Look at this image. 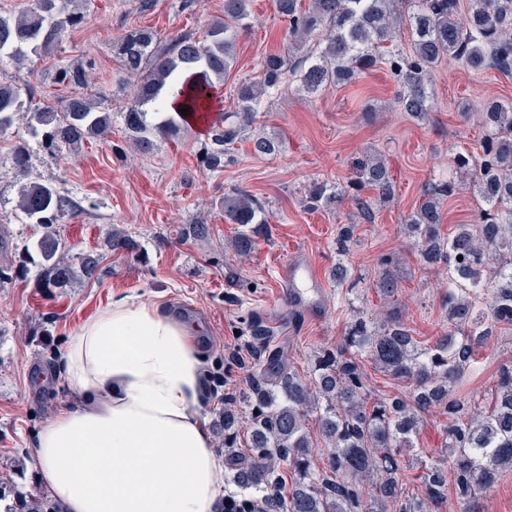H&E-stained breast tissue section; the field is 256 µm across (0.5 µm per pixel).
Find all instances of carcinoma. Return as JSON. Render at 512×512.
<instances>
[{
	"mask_svg": "<svg viewBox=\"0 0 512 512\" xmlns=\"http://www.w3.org/2000/svg\"><path fill=\"white\" fill-rule=\"evenodd\" d=\"M249 5L250 0H224L223 15L212 18L201 36L184 32L163 39L151 29L133 28L112 42L119 83L137 78L123 121L138 150L152 151L156 136L179 138L189 119L207 111L208 94L228 80L236 65V41L250 24ZM277 6L287 22L288 53L266 56L256 78L230 88L233 111L211 127L198 149L206 171H224L234 145L254 124L261 95L279 89L289 77L315 94L384 66L402 84V110L423 120L432 109L433 71L445 60L512 76V0H310L306 8L300 0H277ZM83 19L74 0H33L16 14H0V53L28 68L33 59L52 56L66 31ZM402 26L413 34L408 54L393 44ZM319 31L324 38L304 50ZM185 71L193 72L194 85L179 84ZM55 82L69 91L59 107L35 101L18 83L0 81V131L21 117L41 134L45 150L60 155L77 154L86 141L112 136V113L87 94L84 64L56 67ZM177 85L182 107L189 108L186 115L167 111V94ZM481 123L480 152L453 158L454 168L470 174L467 189L480 202L475 223L443 232L442 204L460 190L449 176L423 187L422 201L405 219L417 255L446 275L443 330L434 341L417 340L395 307L380 318L359 309L342 341L314 352L301 372L272 346L264 321L257 315L248 319L244 347L249 361L228 357L224 372L209 381L210 391L224 389L215 427L227 482L235 487L224 495L222 512H438L450 491L456 512H476V494L512 473V360L500 365L488 406L475 402L468 407L456 395L488 338L499 328L512 330V101L489 103ZM252 144L256 155L278 148L264 136L252 137ZM12 163L23 180L18 209L46 229L35 261L45 274L43 287L62 288L81 274H92L98 259L67 257L52 230L70 202L56 185L26 180L30 157L25 150H17ZM367 189L381 200L393 196L389 173L376 159L362 161L343 185H313L305 202L317 210L348 199L356 217L370 221L372 201L363 196ZM219 207L229 222L241 226L236 251L250 254L267 223L266 205L236 190ZM354 230L353 224L340 227L337 254L350 253ZM106 246L134 249L132 236L120 229L108 233ZM399 261L396 252L377 258L376 288L388 300L397 292L391 271ZM330 275L336 286L350 291L359 282L353 266L341 260ZM366 361L409 382V394L372 397ZM233 367L247 371L240 390L229 387ZM434 409L447 418L446 453L424 465L413 493L405 481L403 453L414 447L423 416ZM310 416L317 424L315 438L307 430ZM316 440L323 443L320 465L313 463ZM366 482L372 490L368 497ZM0 503L3 512H60L48 497L25 494L2 480Z\"/></svg>",
	"mask_w": 512,
	"mask_h": 512,
	"instance_id": "obj_1",
	"label": "carcinoma"
}]
</instances>
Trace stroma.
<instances>
[{
  "instance_id": "1",
  "label": "stroma",
  "mask_w": 512,
  "mask_h": 512,
  "mask_svg": "<svg viewBox=\"0 0 512 512\" xmlns=\"http://www.w3.org/2000/svg\"><path fill=\"white\" fill-rule=\"evenodd\" d=\"M251 25L236 42L232 78L257 76L265 56L286 51L285 25L275 0H251ZM224 12V0H86L83 22L68 30L56 57L33 70L16 68L0 55V80L30 84L37 99L59 103L67 92L54 80L56 65L75 60L90 65L91 90L112 111V137L92 139L78 155L48 153L40 136L18 123L0 132V227L10 235L0 247V461L4 477L25 493H39L31 459L33 443L47 422L77 401L70 386L53 379L51 369L80 326L111 303L113 297L151 299L172 315L197 325L204 344V368L217 371L243 341L248 312L259 313L271 328L273 343L288 352L293 366L305 369L313 351L339 343L351 311L329 276L336 263L340 225L355 223L350 258L361 283L354 304L380 310L375 290L379 254L400 251L394 275L397 305L414 336L432 340L442 326L441 275L405 250L404 220L418 204L422 187L448 174L456 153L477 151L484 128L459 114L460 102L472 112L490 98L512 101V77L493 69L474 72L462 62L442 63L432 80L434 107L418 121L402 112L399 82L383 67L359 75L355 82L317 94L285 85L264 95L254 132L280 141L274 156L258 157L250 142L235 146V159L223 173L203 171L198 148L205 134L188 127L176 140H158L153 153L134 150L123 125L127 99L116 82L118 66L112 42L126 30L149 28L169 38L185 31L204 32ZM124 156H116L115 147ZM31 155L30 177L55 184L72 203V211L55 230L72 254L100 255L98 270L63 288H47L26 252L43 234L17 208L20 179L12 166L17 148ZM381 159L393 182L394 196L374 207L369 222H353L350 202L310 210L306 194L313 183L342 184L354 176L359 159ZM241 189L265 202L269 222L251 256L238 260L231 242L239 231L219 209L224 194ZM211 224L209 240L189 236L191 223ZM130 229L135 255L104 247L108 231ZM305 256L323 286L320 314L289 310L280 269L292 257ZM512 358V333L494 336L463 394L482 400L495 385L500 363ZM447 443L444 420L427 415L415 448L406 452L409 480L419 470L413 462L441 454Z\"/></svg>"
}]
</instances>
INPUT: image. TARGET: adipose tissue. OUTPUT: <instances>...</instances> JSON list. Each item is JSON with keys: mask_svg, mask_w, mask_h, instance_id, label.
<instances>
[{"mask_svg": "<svg viewBox=\"0 0 512 512\" xmlns=\"http://www.w3.org/2000/svg\"><path fill=\"white\" fill-rule=\"evenodd\" d=\"M203 351L158 302L120 297L53 368L80 394L32 447L63 512H220L222 464L196 406Z\"/></svg>", "mask_w": 512, "mask_h": 512, "instance_id": "obj_1", "label": "adipose tissue"}]
</instances>
